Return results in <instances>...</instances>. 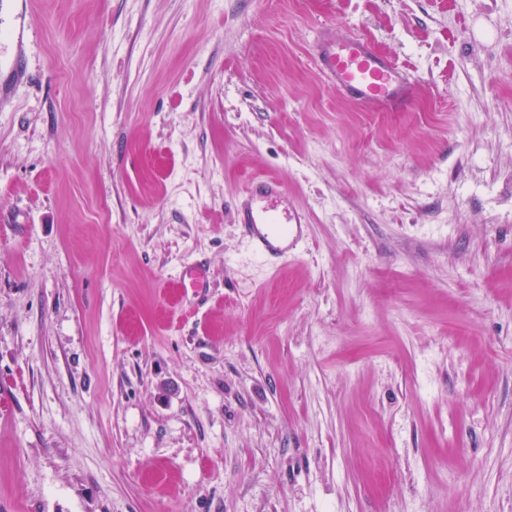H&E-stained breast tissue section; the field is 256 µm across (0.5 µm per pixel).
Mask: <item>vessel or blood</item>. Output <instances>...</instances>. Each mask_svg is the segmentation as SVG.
<instances>
[{"instance_id": "1", "label": "vessel or blood", "mask_w": 512, "mask_h": 512, "mask_svg": "<svg viewBox=\"0 0 512 512\" xmlns=\"http://www.w3.org/2000/svg\"><path fill=\"white\" fill-rule=\"evenodd\" d=\"M318 62L340 94L362 105L395 111L407 106L417 93L416 84L362 38L324 37ZM302 221L299 211L284 207L278 184L269 180L250 187L238 213L244 237L275 265L294 256L302 238Z\"/></svg>"}]
</instances>
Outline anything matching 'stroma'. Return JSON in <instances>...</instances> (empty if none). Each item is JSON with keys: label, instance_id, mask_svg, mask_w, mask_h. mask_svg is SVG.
I'll return each instance as SVG.
<instances>
[{"label": "stroma", "instance_id": "stroma-1", "mask_svg": "<svg viewBox=\"0 0 512 512\" xmlns=\"http://www.w3.org/2000/svg\"><path fill=\"white\" fill-rule=\"evenodd\" d=\"M326 28L411 106L341 97ZM0 512H512V0L0 12ZM318 62L336 91L361 105L400 110L417 93V85L362 38L325 36ZM282 203V192L276 182L259 181L248 190L238 213L243 236L273 265L294 256L303 237V215L297 210L288 212Z\"/></svg>", "mask_w": 512, "mask_h": 512}]
</instances>
